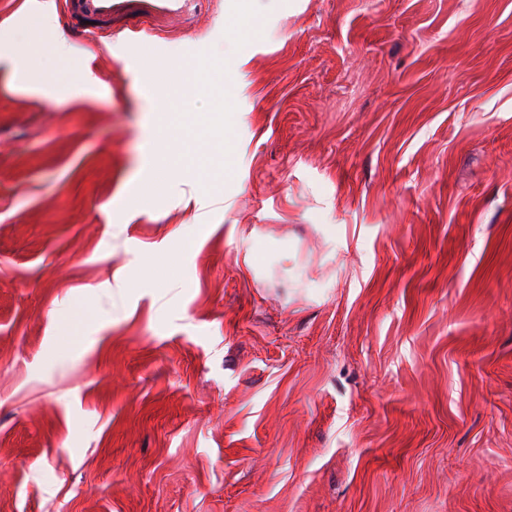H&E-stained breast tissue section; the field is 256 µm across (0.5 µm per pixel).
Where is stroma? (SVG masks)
<instances>
[{
    "mask_svg": "<svg viewBox=\"0 0 512 512\" xmlns=\"http://www.w3.org/2000/svg\"><path fill=\"white\" fill-rule=\"evenodd\" d=\"M35 2L0 512H512V0H129L63 59Z\"/></svg>",
    "mask_w": 512,
    "mask_h": 512,
    "instance_id": "1",
    "label": "stroma"
}]
</instances>
